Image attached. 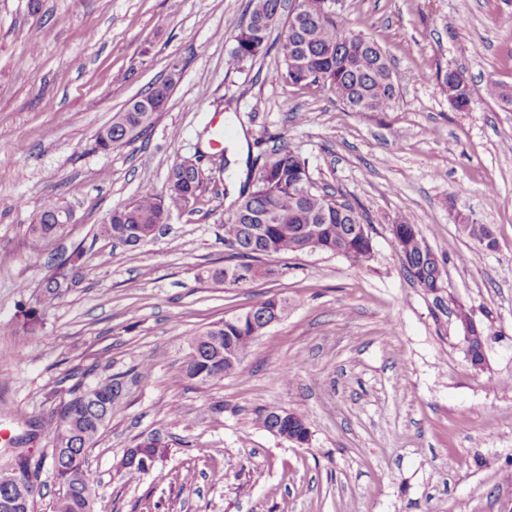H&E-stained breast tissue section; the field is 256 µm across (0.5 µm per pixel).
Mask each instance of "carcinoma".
Wrapping results in <instances>:
<instances>
[{
    "instance_id": "1",
    "label": "carcinoma",
    "mask_w": 512,
    "mask_h": 512,
    "mask_svg": "<svg viewBox=\"0 0 512 512\" xmlns=\"http://www.w3.org/2000/svg\"><path fill=\"white\" fill-rule=\"evenodd\" d=\"M295 13L278 36L284 63V79L293 86L318 84L332 92L336 100L353 112H389L398 102L391 79V65L378 44L370 37L349 32L343 14L327 11L325 0H295ZM248 21L234 35L230 61L239 64L266 55L273 26L284 9L282 0H251ZM181 77L172 68L166 78L145 93L131 99L113 114L112 135H96V149L110 152L143 135L164 111L171 92ZM444 92L452 107L465 112L473 103L469 83L461 71L444 75ZM174 189L159 193L149 184L141 186L128 204L116 206L106 221L98 226V235L131 249L155 237L156 227L166 223L173 209H182L195 200L203 188L200 169L172 166ZM311 181L308 165L286 145L268 152L253 178L239 189L231 223L240 226L238 244L224 257V266L208 271V278L227 288L237 284L231 276L255 258L275 259L283 255L319 251L342 253L352 263L367 262L373 245L353 233L352 226L369 227L364 213L353 205L336 199L329 192L304 191ZM69 206L59 198L47 199L35 221L28 225L29 248L39 252L60 237L66 225L61 213ZM407 235L392 240L393 248L410 278L427 291L443 283V272L428 262L431 249L419 236L412 235L414 225L400 223ZM82 255L78 252L59 261L41 285L42 304L50 306L70 288ZM283 301L278 294L263 295L243 311L224 318L192 335L187 340L185 374L201 383L221 379L236 372L239 364L224 357L231 348L245 355L262 332L255 331L270 312L274 302ZM43 328V309L22 313V319L0 328L15 335L36 334ZM123 390L119 376H109L91 387H72L68 399L60 404L48 421L52 446L49 457L34 461L40 473L45 460L59 492L52 512H89L87 486L92 484L88 451L101 430L112 419ZM144 449L146 458L156 463L168 443L158 434L135 443Z\"/></svg>"
}]
</instances>
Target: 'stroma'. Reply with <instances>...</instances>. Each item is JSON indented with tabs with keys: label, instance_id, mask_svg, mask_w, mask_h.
Masks as SVG:
<instances>
[{
	"label": "stroma",
	"instance_id": "1",
	"mask_svg": "<svg viewBox=\"0 0 512 512\" xmlns=\"http://www.w3.org/2000/svg\"><path fill=\"white\" fill-rule=\"evenodd\" d=\"M352 33L391 62L398 103L354 112L283 77L279 47L229 65L249 0H0V324L39 304L54 261L82 259L36 335L0 333V449L49 448L46 424L74 385L122 376L124 397L89 451L98 512H512V0H340ZM182 75L152 128L104 153L94 139L133 96ZM475 100L452 108L448 70ZM224 115L230 164L209 156ZM287 144L318 186L364 210L371 259H277L248 288L203 278L223 264L224 226L249 172ZM199 161L203 190L137 250L98 238L113 207L173 163ZM61 198L75 224L41 253L25 230ZM490 225L483 248L456 213ZM446 256L444 286L413 284L390 242L399 221ZM291 305L238 370L202 384L186 340L257 296ZM495 336L473 366L456 313ZM150 372L139 364L152 351ZM292 383H285V375ZM307 414L299 445L263 428L262 408ZM167 452L148 472L116 470L152 433ZM195 478L183 484L186 470Z\"/></svg>",
	"mask_w": 512,
	"mask_h": 512
}]
</instances>
